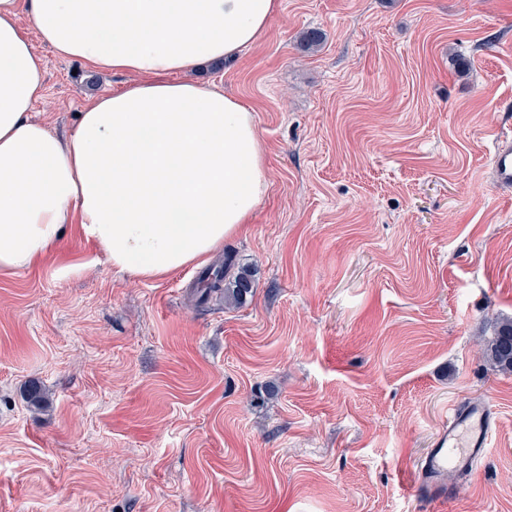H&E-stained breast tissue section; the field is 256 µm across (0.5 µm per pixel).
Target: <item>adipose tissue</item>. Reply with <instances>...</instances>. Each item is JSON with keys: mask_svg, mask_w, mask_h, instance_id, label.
<instances>
[{"mask_svg": "<svg viewBox=\"0 0 512 512\" xmlns=\"http://www.w3.org/2000/svg\"><path fill=\"white\" fill-rule=\"evenodd\" d=\"M279 0H0V270L54 252L66 225L113 269L159 279L243 230L269 180L254 115L186 80L267 29ZM59 56L134 75L68 137L33 112Z\"/></svg>", "mask_w": 512, "mask_h": 512, "instance_id": "adipose-tissue-1", "label": "adipose tissue"}]
</instances>
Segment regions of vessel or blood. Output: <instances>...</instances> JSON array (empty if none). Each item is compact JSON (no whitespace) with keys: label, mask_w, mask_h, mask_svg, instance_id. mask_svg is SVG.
Listing matches in <instances>:
<instances>
[{"label":"vessel or blood","mask_w":512,"mask_h":512,"mask_svg":"<svg viewBox=\"0 0 512 512\" xmlns=\"http://www.w3.org/2000/svg\"><path fill=\"white\" fill-rule=\"evenodd\" d=\"M489 174L495 187L512 191V134L503 132L496 138ZM492 410L488 404L475 402L463 407L451 403L448 407V429L444 431L421 467L418 487L430 496L446 500L448 493L439 482L448 468L473 471L486 455L492 436Z\"/></svg>","instance_id":"obj_1"}]
</instances>
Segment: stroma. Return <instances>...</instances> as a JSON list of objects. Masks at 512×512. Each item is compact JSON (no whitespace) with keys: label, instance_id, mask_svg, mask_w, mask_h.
Returning a JSON list of instances; mask_svg holds the SVG:
<instances>
[{"label":"stroma","instance_id":"1","mask_svg":"<svg viewBox=\"0 0 512 512\" xmlns=\"http://www.w3.org/2000/svg\"><path fill=\"white\" fill-rule=\"evenodd\" d=\"M34 50L58 135L132 81ZM191 77L252 110L269 190L162 279L113 271L74 224L0 271V512H512V373L480 351L512 318V195L488 176L512 0H280ZM227 254L251 293L197 305ZM451 400L488 403L493 435L439 503L413 484Z\"/></svg>","mask_w":512,"mask_h":512}]
</instances>
